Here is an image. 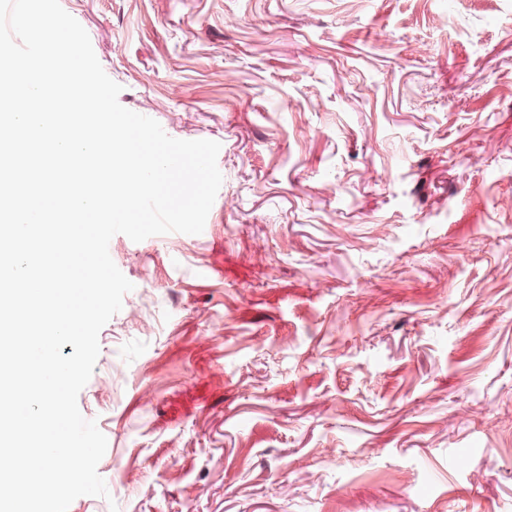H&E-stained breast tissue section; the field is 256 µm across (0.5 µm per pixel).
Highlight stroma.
I'll use <instances>...</instances> for the list:
<instances>
[{
    "label": "stroma",
    "instance_id": "obj_1",
    "mask_svg": "<svg viewBox=\"0 0 512 512\" xmlns=\"http://www.w3.org/2000/svg\"><path fill=\"white\" fill-rule=\"evenodd\" d=\"M60 4L223 176L109 243L70 512H512V0Z\"/></svg>",
    "mask_w": 512,
    "mask_h": 512
}]
</instances>
